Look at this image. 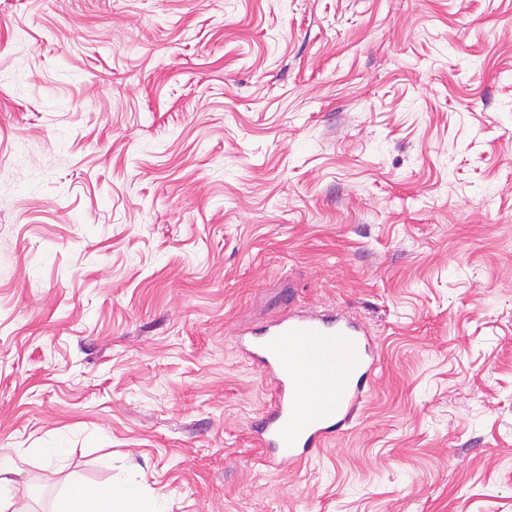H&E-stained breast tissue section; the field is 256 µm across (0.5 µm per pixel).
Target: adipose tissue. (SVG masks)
<instances>
[{
	"instance_id": "ef3b65f1",
	"label": "adipose tissue",
	"mask_w": 512,
	"mask_h": 512,
	"mask_svg": "<svg viewBox=\"0 0 512 512\" xmlns=\"http://www.w3.org/2000/svg\"><path fill=\"white\" fill-rule=\"evenodd\" d=\"M55 512H164L158 497L144 495L138 485L112 483L72 486Z\"/></svg>"
}]
</instances>
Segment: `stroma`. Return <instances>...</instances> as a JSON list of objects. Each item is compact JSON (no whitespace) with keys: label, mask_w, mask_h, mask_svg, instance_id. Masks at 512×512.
I'll use <instances>...</instances> for the list:
<instances>
[{"label":"stroma","mask_w":512,"mask_h":512,"mask_svg":"<svg viewBox=\"0 0 512 512\" xmlns=\"http://www.w3.org/2000/svg\"><path fill=\"white\" fill-rule=\"evenodd\" d=\"M288 291L379 366L279 471ZM0 457L31 512H512V0H0ZM53 512H165L158 497L136 484L74 485Z\"/></svg>","instance_id":"obj_1"}]
</instances>
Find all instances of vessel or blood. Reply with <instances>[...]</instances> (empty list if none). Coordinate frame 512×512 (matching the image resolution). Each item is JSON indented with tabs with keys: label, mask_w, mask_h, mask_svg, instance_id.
I'll return each instance as SVG.
<instances>
[{
	"label": "vessel or blood",
	"mask_w": 512,
	"mask_h": 512,
	"mask_svg": "<svg viewBox=\"0 0 512 512\" xmlns=\"http://www.w3.org/2000/svg\"><path fill=\"white\" fill-rule=\"evenodd\" d=\"M243 351L274 386L255 435L266 462L280 469L305 463L352 424L377 369L368 330L343 311L289 309L250 331Z\"/></svg>",
	"instance_id": "vessel-or-blood-1"
}]
</instances>
